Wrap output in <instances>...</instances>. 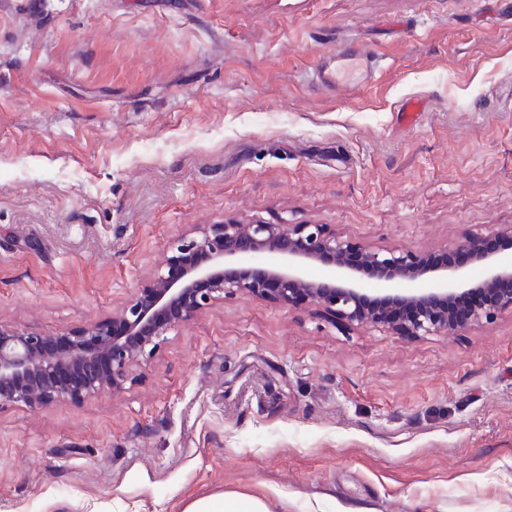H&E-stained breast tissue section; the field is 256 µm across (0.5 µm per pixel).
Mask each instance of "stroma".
<instances>
[{
  "mask_svg": "<svg viewBox=\"0 0 512 512\" xmlns=\"http://www.w3.org/2000/svg\"><path fill=\"white\" fill-rule=\"evenodd\" d=\"M359 41L372 79L312 84ZM423 103L414 120L401 105ZM227 220L366 249L512 225V17L495 0H0V323L110 317ZM512 512V312L401 338L245 294L124 389L0 405V512ZM352 61L357 63L367 78L372 77L379 68V58L375 53L351 42L343 50L329 51L319 57L313 69V83L335 93L345 66ZM182 512H267L263 500L224 492L189 502Z\"/></svg>",
  "mask_w": 512,
  "mask_h": 512,
  "instance_id": "stroma-1",
  "label": "stroma"
}]
</instances>
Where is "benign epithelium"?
<instances>
[{"instance_id": "1", "label": "benign epithelium", "mask_w": 512, "mask_h": 512, "mask_svg": "<svg viewBox=\"0 0 512 512\" xmlns=\"http://www.w3.org/2000/svg\"><path fill=\"white\" fill-rule=\"evenodd\" d=\"M503 237H512L511 225L450 250H362L325 224H210L174 241L149 283L110 318L44 334L0 323V404L42 409L119 393L161 336L229 294L280 306L303 301L349 325L371 324L402 337L448 335L490 322L512 310V265L499 263L495 247ZM457 252L483 267L484 278L469 279ZM313 262L330 268L331 277L308 279L305 267ZM368 280L379 288L364 287ZM417 281L426 286L397 287ZM474 289L483 292L480 305L454 306Z\"/></svg>"}]
</instances>
